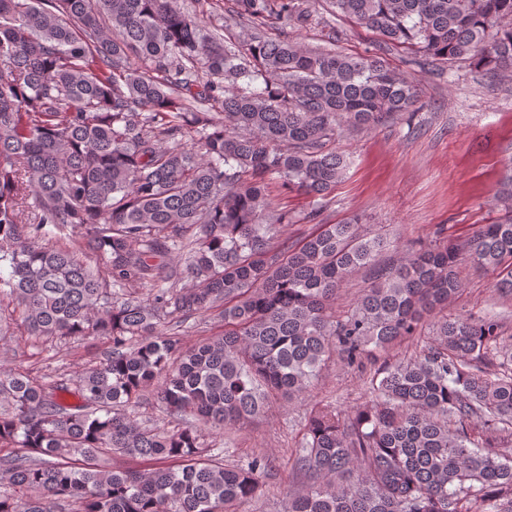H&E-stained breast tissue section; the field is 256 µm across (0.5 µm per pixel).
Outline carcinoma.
I'll use <instances>...</instances> for the list:
<instances>
[{"instance_id":"cac0c4a2","label":"carcinoma","mask_w":512,"mask_h":512,"mask_svg":"<svg viewBox=\"0 0 512 512\" xmlns=\"http://www.w3.org/2000/svg\"><path fill=\"white\" fill-rule=\"evenodd\" d=\"M329 5L425 61L512 69V0ZM309 16V0H234L232 48L174 0H0V323L12 303L36 342L108 344L72 377L0 370V512H234L268 459L224 464L214 430L304 395L334 356L359 369L415 341L355 411L312 407L285 512H512L503 323L445 313L463 260L512 295V186L500 220L392 261L381 232L322 223L350 166L336 140L417 90L374 54L267 33ZM275 186L312 201L292 244ZM358 271L367 286L330 315ZM206 313L224 328L186 343L177 319ZM150 388L180 428L137 422ZM112 455L152 467L102 468Z\"/></svg>"}]
</instances>
